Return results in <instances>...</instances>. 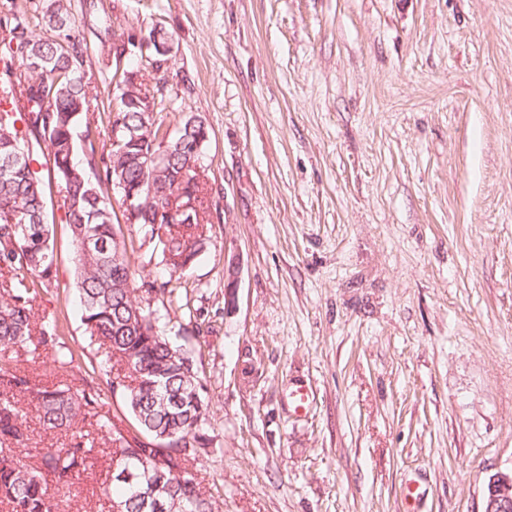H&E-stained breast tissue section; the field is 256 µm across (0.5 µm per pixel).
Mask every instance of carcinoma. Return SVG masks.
<instances>
[{"mask_svg":"<svg viewBox=\"0 0 512 512\" xmlns=\"http://www.w3.org/2000/svg\"><path fill=\"white\" fill-rule=\"evenodd\" d=\"M8 57L0 56V73L18 93L0 110V165L28 141L44 143L73 241L74 276L81 321L90 340L112 360L110 391L124 402L130 420L99 412L102 389L82 377L76 388L45 387L11 358L0 359V504L7 512H58V503L44 482L42 470L56 486L70 490L88 463L108 461L101 499L112 512H220L214 495L198 481L194 462L207 453L202 432L208 404L200 394L195 357L172 346L159 318L142 305L136 293L161 295L166 312L189 308L184 277L208 243L207 207L201 172L178 152L177 141H207L205 121L190 115L174 131L155 117L119 105L117 115L95 117L98 108L86 73L78 67L79 41L63 49L37 38L20 16L7 10ZM49 22L71 30L63 0H52ZM33 59L34 72L13 68L14 58ZM23 118L25 130L15 124ZM121 124L125 150L101 147L102 128ZM169 135L172 151L158 162L148 156L160 149L159 135ZM99 157L80 167L77 151ZM26 156L13 158L8 176L0 175V349L36 362L43 357L60 369L73 363V352L61 341L55 319L35 309L40 291L52 282L53 245L46 186ZM132 192L152 209L168 212L185 194L198 210L193 224L129 225L141 244L158 251L168 271L160 285L137 281L126 257L127 244L117 239L120 222L112 190ZM35 414L44 432L61 434L66 442L28 452L29 417ZM191 452L181 454V448Z\"/></svg>","mask_w":512,"mask_h":512,"instance_id":"1","label":"carcinoma"}]
</instances>
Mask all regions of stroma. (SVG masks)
Here are the masks:
<instances>
[{"instance_id": "obj_1", "label": "stroma", "mask_w": 512, "mask_h": 512, "mask_svg": "<svg viewBox=\"0 0 512 512\" xmlns=\"http://www.w3.org/2000/svg\"><path fill=\"white\" fill-rule=\"evenodd\" d=\"M65 3L99 108L115 45L159 26L167 63L128 67L166 127L208 125L217 217L165 330L198 362L224 512H484L512 471V0ZM52 240L37 304L105 383L63 221ZM105 471L59 512L97 507Z\"/></svg>"}]
</instances>
